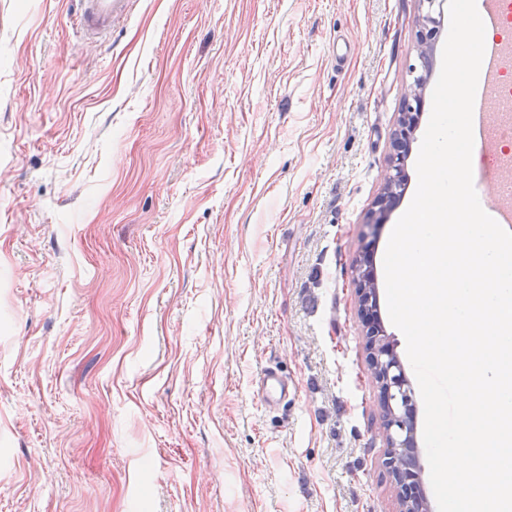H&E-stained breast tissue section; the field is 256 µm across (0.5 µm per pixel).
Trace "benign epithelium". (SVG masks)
<instances>
[{
    "mask_svg": "<svg viewBox=\"0 0 512 512\" xmlns=\"http://www.w3.org/2000/svg\"><path fill=\"white\" fill-rule=\"evenodd\" d=\"M437 34V21L432 15H426L425 24L419 33L420 45L430 48ZM410 97L411 102L406 104L404 112L400 114L398 142L394 144V155L385 177L390 186L405 178V158L400 153V146L410 139L421 115L419 97L414 92ZM355 285L359 310L364 317L368 336V367L379 385L381 399L389 401V404L382 405L383 438L387 445L384 467L395 485L400 512H430L429 502L422 490V471L415 461V429L410 422L409 407L390 404L392 400L401 399L410 403L408 381L396 353L385 340L375 310L378 293L375 271L364 259L360 261Z\"/></svg>",
    "mask_w": 512,
    "mask_h": 512,
    "instance_id": "1",
    "label": "benign epithelium"
}]
</instances>
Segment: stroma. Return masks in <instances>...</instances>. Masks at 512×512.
<instances>
[{
    "label": "stroma",
    "mask_w": 512,
    "mask_h": 512,
    "mask_svg": "<svg viewBox=\"0 0 512 512\" xmlns=\"http://www.w3.org/2000/svg\"><path fill=\"white\" fill-rule=\"evenodd\" d=\"M75 2L0 0V512H397L355 267L448 0ZM137 0H79L78 25L93 42L106 40L112 29L133 13ZM295 388L289 387L273 370L264 369L256 379L255 393L260 402L271 406L295 395Z\"/></svg>",
    "instance_id": "1"
}]
</instances>
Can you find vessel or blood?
<instances>
[{"mask_svg":"<svg viewBox=\"0 0 512 512\" xmlns=\"http://www.w3.org/2000/svg\"><path fill=\"white\" fill-rule=\"evenodd\" d=\"M137 0H79L78 25L86 38L95 42L107 39L113 28L127 20L133 13ZM479 14L489 31L485 40L483 58L484 79L475 97L473 110V137L480 153H495L499 141L489 116L497 107L494 95V80L505 63V54L496 33L501 25L499 0H480ZM484 200L492 202L499 223L512 224V202L504 200L495 174H488L481 188ZM255 393L263 405L270 406L294 397L295 390L289 387L273 370H263L256 379Z\"/></svg>","mask_w":512,"mask_h":512,"instance_id":"b4317fda","label":"vessel or blood"}]
</instances>
